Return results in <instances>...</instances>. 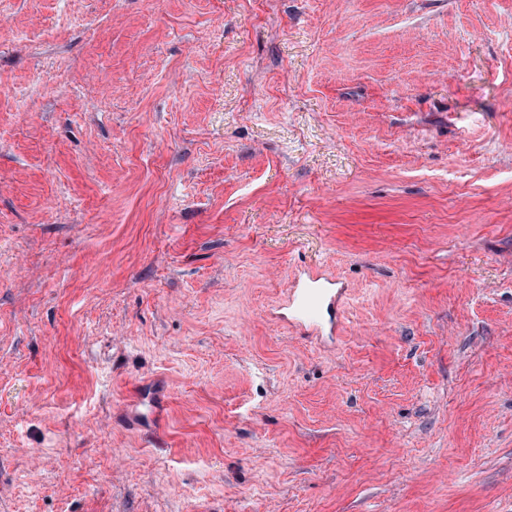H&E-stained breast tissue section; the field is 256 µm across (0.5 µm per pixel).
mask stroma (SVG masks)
<instances>
[{
  "instance_id": "stroma-1",
  "label": "stroma",
  "mask_w": 512,
  "mask_h": 512,
  "mask_svg": "<svg viewBox=\"0 0 512 512\" xmlns=\"http://www.w3.org/2000/svg\"><path fill=\"white\" fill-rule=\"evenodd\" d=\"M0 512H512V0H0ZM324 270L307 267L294 278L284 303L296 325L310 336L335 340L342 326L343 288ZM144 392L147 393L146 397L144 398L147 403V413L145 414L142 411L135 409L130 412L129 417L134 424H137L134 422V420L139 423L145 421L152 424L157 423L160 417L162 391L151 388L148 392H146V390H144Z\"/></svg>"
}]
</instances>
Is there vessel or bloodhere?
<instances>
[{
	"label": "vessel or blood",
	"mask_w": 512,
	"mask_h": 512,
	"mask_svg": "<svg viewBox=\"0 0 512 512\" xmlns=\"http://www.w3.org/2000/svg\"><path fill=\"white\" fill-rule=\"evenodd\" d=\"M343 289L338 288L335 277L324 270L309 267L300 272L286 293L285 305L297 326L312 336L335 339L342 326ZM146 411H131L130 419L137 422L157 423L160 417L162 393L149 390Z\"/></svg>",
	"instance_id": "1"
}]
</instances>
